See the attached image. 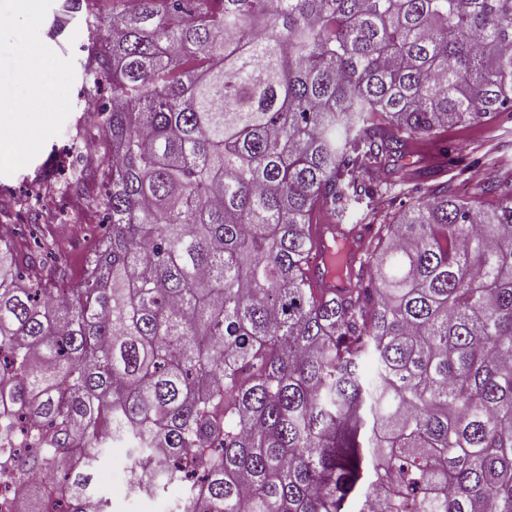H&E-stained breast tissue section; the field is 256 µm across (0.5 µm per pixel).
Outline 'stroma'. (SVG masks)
I'll use <instances>...</instances> for the list:
<instances>
[{"mask_svg": "<svg viewBox=\"0 0 512 512\" xmlns=\"http://www.w3.org/2000/svg\"><path fill=\"white\" fill-rule=\"evenodd\" d=\"M65 0H0V90L10 94L8 108L0 110V192L29 200V186L41 180L45 191L46 222L39 235L51 241L52 224L73 225L79 246L58 250L66 281H81L103 244L105 214L94 195L69 197L61 189L68 146L100 139L102 133L85 121L82 88L97 39L96 14L100 0H80L78 9L64 10ZM66 12L69 24L57 40L46 30L56 13ZM35 82H28V75ZM420 143L434 166L433 182H449L458 190L512 169V122L454 127ZM124 452L114 446L101 456L96 480L101 491H113L112 512H149L146 500L122 499L125 473L114 460Z\"/></svg>", "mask_w": 512, "mask_h": 512, "instance_id": "stroma-1", "label": "stroma"}]
</instances>
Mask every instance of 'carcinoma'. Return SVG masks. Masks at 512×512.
I'll list each match as a JSON object with an SVG mask.
<instances>
[{
  "mask_svg": "<svg viewBox=\"0 0 512 512\" xmlns=\"http://www.w3.org/2000/svg\"><path fill=\"white\" fill-rule=\"evenodd\" d=\"M106 2L105 247L58 292L0 237L5 479L89 512L123 442L177 512H512V180L401 164L512 117V0ZM318 208L369 231L327 296ZM330 235H333L336 238V227L331 224H316L313 226V239L315 242L316 254L311 255L309 259V265L311 269H315L316 277H320L319 280H323L321 288H342L343 286H336V281H334L328 275H322L321 272V260L323 258L324 253L328 250V238Z\"/></svg>",
  "mask_w": 512,
  "mask_h": 512,
  "instance_id": "obj_1",
  "label": "carcinoma"
}]
</instances>
